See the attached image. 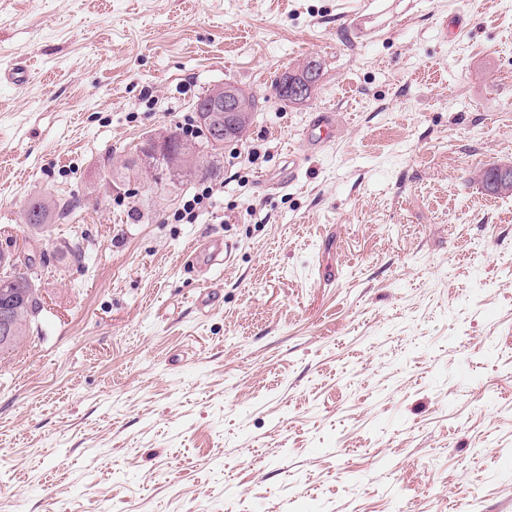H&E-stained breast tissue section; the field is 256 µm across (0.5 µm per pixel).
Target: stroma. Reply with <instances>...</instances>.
<instances>
[{"instance_id":"1","label":"stroma","mask_w":512,"mask_h":512,"mask_svg":"<svg viewBox=\"0 0 512 512\" xmlns=\"http://www.w3.org/2000/svg\"><path fill=\"white\" fill-rule=\"evenodd\" d=\"M21 62L0 250L43 309L0 353V512H512V193L476 180L512 163V0H0ZM224 83L259 106L207 180L105 183ZM43 196L77 206L32 245ZM335 124L326 114L312 118L305 132V140L311 147L326 143L334 132ZM213 195L214 190L212 186L204 187L201 192L194 194L192 199L188 200V202L184 204L183 212H179L178 214L176 213L175 219H187V221L190 222L194 219L198 211L208 207Z\"/></svg>"}]
</instances>
